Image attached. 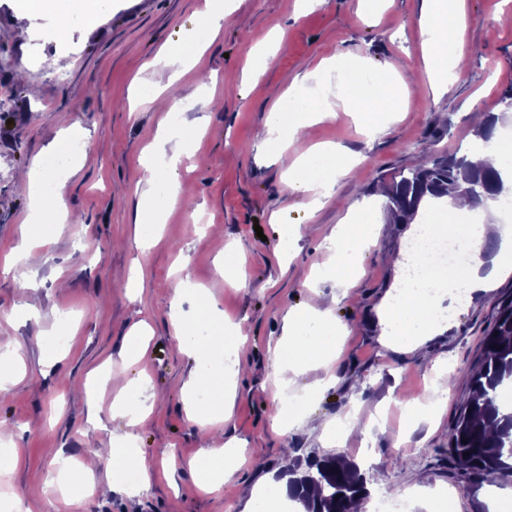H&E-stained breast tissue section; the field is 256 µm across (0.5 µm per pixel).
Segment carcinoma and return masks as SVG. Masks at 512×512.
<instances>
[{"label": "carcinoma", "mask_w": 512, "mask_h": 512, "mask_svg": "<svg viewBox=\"0 0 512 512\" xmlns=\"http://www.w3.org/2000/svg\"><path fill=\"white\" fill-rule=\"evenodd\" d=\"M495 127L494 116L476 122L477 142L489 141ZM450 186L480 206L502 194L504 179L476 152L461 157L431 154L385 191L393 223H412L421 204L447 195ZM469 383L470 395L449 434L447 453L466 490L475 493L489 472L512 481V411L498 401V391L512 384V299L499 306ZM286 474L296 489L293 501L305 512H357L371 495L365 473L342 455L298 457L288 463Z\"/></svg>", "instance_id": "carcinoma-1"}]
</instances>
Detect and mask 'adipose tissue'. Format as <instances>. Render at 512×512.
Instances as JSON below:
<instances>
[{
  "instance_id": "ef3b65f1",
  "label": "adipose tissue",
  "mask_w": 512,
  "mask_h": 512,
  "mask_svg": "<svg viewBox=\"0 0 512 512\" xmlns=\"http://www.w3.org/2000/svg\"><path fill=\"white\" fill-rule=\"evenodd\" d=\"M468 16L461 0H424V12L420 22L423 48L430 58L426 70L427 82L436 90L447 91L454 76L448 64V36L467 26ZM406 89L404 79L389 70H377L366 75L355 72L341 78L338 95L344 103L358 108L357 121L366 137H374L381 130L379 118L382 114H397L402 94ZM331 108H308L298 104L292 108L275 105L267 114L263 129L258 136L262 147H275L276 155L283 162L282 176L287 189L312 192L313 205L332 188V179L349 174L352 163L332 145H317L307 153L292 155L288 142L312 122L334 118ZM155 152L144 158V189L138 221L142 224H162L165 213L179 200L178 187L159 191L154 169ZM469 202L456 192L437 201L435 210H423L419 219L429 220L439 227L449 225L451 233L471 251L473 259L465 276L455 273L429 272L397 277L381 301L378 310L379 338L384 345L419 348L425 337L444 332L464 302L478 292L491 290L497 280L512 273V263L491 259L487 246L492 239H499L501 247L512 246V232L503 225L484 223L473 217ZM457 214L471 216L468 224H449L448 219ZM382 225L371 222L341 224L333 231L328 245L335 253L336 283L343 288L352 287L359 275L348 246L365 248L381 234ZM330 317L328 309L309 307L307 311L288 312V325L292 339L278 344L274 350L275 374L279 383H292L303 368L323 366L330 362L334 344L325 327ZM209 322L218 331L213 336H202L198 330L181 325L178 331L180 346L195 361V371L188 384L190 392L209 390L213 379V367L208 350L224 341L238 339L240 327L225 320L218 308H209Z\"/></svg>"
}]
</instances>
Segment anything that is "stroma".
Masks as SVG:
<instances>
[{
  "mask_svg": "<svg viewBox=\"0 0 512 512\" xmlns=\"http://www.w3.org/2000/svg\"><path fill=\"white\" fill-rule=\"evenodd\" d=\"M206 0H93L71 19L67 32L46 10L0 0V258L21 239L29 216L30 188L20 171L39 166L46 198L62 195L66 215L45 213L37 228L45 260L25 278L0 272V354L17 357L20 372L0 392V512H257L259 488L271 487L284 456L327 451L365 470L372 492L396 494L418 487L413 512H482L488 488L467 494L448 462V435L469 396L467 373L477 366L499 304L512 298V275L474 294L452 327L414 352L386 349L378 340L375 309L397 275L395 260L407 238L390 224L358 254L365 274L354 287H337L327 239L340 224L361 216L389 222L386 187L426 154H468L476 113L502 110L512 86V0H463L468 27L448 49L458 62L449 91L409 85L406 110L377 137L358 129L354 110H337L294 140L296 153L332 143L356 168L337 178L329 196L311 206L309 194L286 189L276 155L259 147L256 129L287 97L297 76L324 59L359 63L370 70L422 72L429 64L419 35L422 0H382L358 16L359 0H319L302 10L295 0H236L218 36L179 81L191 105L187 125L205 123L204 136L181 157L174 174L191 185L162 224L150 250L135 221L144 176L143 151L164 117L156 106L136 103L137 80L145 91L167 76L149 66L168 43L198 35ZM285 32L266 73L244 82L251 48L272 28ZM59 59L55 72L40 65ZM26 77L17 80V69ZM88 143L67 173L54 178L48 161L55 143L72 130ZM232 246L246 261L248 281L238 287L219 256ZM203 289L183 304L191 317L215 304L241 326L239 354L214 351L216 370L235 384L232 414L201 425L187 415L185 385L195 363L183 352L168 317L180 268ZM321 296L332 323L343 326L342 355L330 367L311 368L292 390L276 382L273 349L285 333L289 310ZM38 320L17 317L24 305ZM146 322L151 336L138 361L129 330ZM68 346L52 351L54 337ZM458 378L438 414L410 416L408 401L435 403L439 363ZM145 381L164 401L146 420L131 424L112 409L118 385L100 384L99 423L88 420L86 383L96 369ZM313 391L302 421L277 429L291 392ZM358 404L370 428L340 435L338 425ZM328 443H320L317 433ZM133 436L156 478L140 493L127 478L101 466L98 487L63 492L55 476L61 462L86 460L115 439ZM232 439L248 450L229 480L199 488L191 466L214 440ZM175 463L173 479L163 467Z\"/></svg>",
  "mask_w": 512,
  "mask_h": 512,
  "instance_id": "35a3bbf8",
  "label": "stroma"
}]
</instances>
